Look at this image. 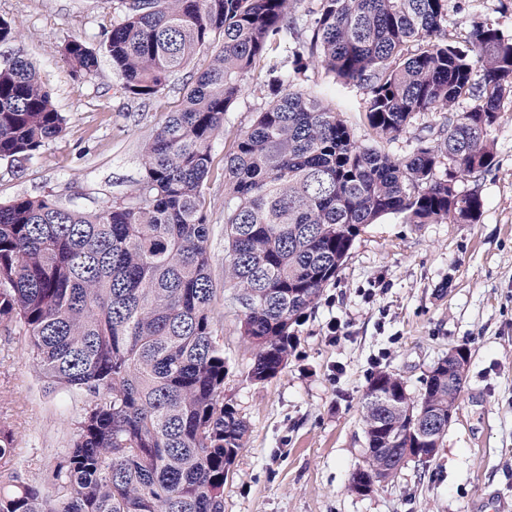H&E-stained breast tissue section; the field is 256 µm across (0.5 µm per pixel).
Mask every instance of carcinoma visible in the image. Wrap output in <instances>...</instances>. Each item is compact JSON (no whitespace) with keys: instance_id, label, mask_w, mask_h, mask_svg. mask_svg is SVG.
Returning a JSON list of instances; mask_svg holds the SVG:
<instances>
[{"instance_id":"1","label":"carcinoma","mask_w":512,"mask_h":512,"mask_svg":"<svg viewBox=\"0 0 512 512\" xmlns=\"http://www.w3.org/2000/svg\"><path fill=\"white\" fill-rule=\"evenodd\" d=\"M300 2L120 0L98 48L64 41L74 77H96L105 55L122 94L144 105L198 52L221 48L145 143L130 201L91 213L49 197L0 205V326L22 325L48 385L84 400L67 454L42 482L13 471L14 436L0 428V474L11 472L0 512H224L249 427L224 402L205 186L224 116L255 71L270 103L224 153V287L253 351L250 380L286 367L293 323L363 226L390 214L479 222L482 197L459 191L457 178L494 166L489 131L512 100V38L475 17L446 29L448 0H316L306 34ZM317 58L333 80L365 88L381 139L424 112L448 119L402 159L363 146L335 109L296 88ZM460 101L467 110H454ZM65 127L24 55L1 59L0 160L24 170ZM459 393L446 371L416 399L379 372L362 402L372 469L355 473L352 489L402 467L413 441L396 406L446 414Z\"/></svg>"}]
</instances>
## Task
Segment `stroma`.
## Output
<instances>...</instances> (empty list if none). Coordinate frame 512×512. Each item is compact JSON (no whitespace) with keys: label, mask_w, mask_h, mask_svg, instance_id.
Listing matches in <instances>:
<instances>
[{"label":"stroma","mask_w":512,"mask_h":512,"mask_svg":"<svg viewBox=\"0 0 512 512\" xmlns=\"http://www.w3.org/2000/svg\"><path fill=\"white\" fill-rule=\"evenodd\" d=\"M477 16L512 36V0H448V28ZM0 17L18 38L0 58L21 51L67 118L64 135L23 174L0 161V203L52 196L87 211L133 193L142 150L157 123L178 108L183 86L207 67L204 50L171 77L150 106L123 97L109 61L91 80L74 78L62 54L74 36L97 43L118 18L115 0H0ZM263 75L248 76L224 118L205 187L212 232L211 272L224 282V153L268 104ZM301 88L335 107L356 140L371 143L364 88L333 82L321 63ZM496 158L485 174L460 178L478 190L476 224H406L389 215L364 226L335 281L293 324L287 367L256 383L252 350L236 329L233 306L215 313L228 371L224 400L250 433L224 484V512H498L512 507V103L490 131ZM344 331L333 335L332 320ZM468 354L455 415L438 453L408 461L390 481L359 495L364 464L363 396L388 371L418 396L450 350ZM75 404L50 392L21 330L0 331V426L15 433L14 456L29 480L69 449Z\"/></svg>","instance_id":"stroma-1"}]
</instances>
